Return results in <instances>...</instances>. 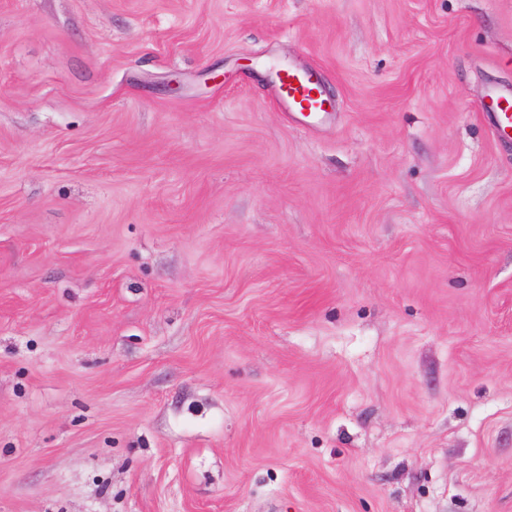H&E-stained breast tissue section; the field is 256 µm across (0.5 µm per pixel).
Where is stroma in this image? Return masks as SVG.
<instances>
[{"label": "stroma", "instance_id": "1", "mask_svg": "<svg viewBox=\"0 0 512 512\" xmlns=\"http://www.w3.org/2000/svg\"><path fill=\"white\" fill-rule=\"evenodd\" d=\"M495 89L512 0H0V512H512ZM294 81L298 85H294ZM276 94L291 112L300 113L310 123L318 122L325 113L322 87L310 71L289 65L281 68L277 74Z\"/></svg>", "mask_w": 512, "mask_h": 512}]
</instances>
